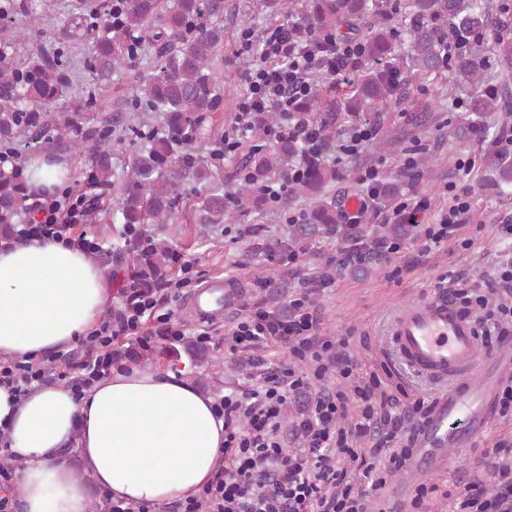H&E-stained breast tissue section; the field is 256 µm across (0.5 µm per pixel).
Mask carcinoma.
<instances>
[{
    "label": "carcinoma",
    "mask_w": 512,
    "mask_h": 512,
    "mask_svg": "<svg viewBox=\"0 0 512 512\" xmlns=\"http://www.w3.org/2000/svg\"><path fill=\"white\" fill-rule=\"evenodd\" d=\"M34 0H0V148L7 149L22 138H38L46 130L63 151L89 152L79 192L85 196L87 218H93L98 200L110 190L113 131L122 137L141 139V152L127 165L125 183L113 218L125 226L171 224L191 181L212 183V193L203 206V223L222 224L229 209L240 212L255 208L260 188L298 169L300 174L288 189V206L297 198L310 201L303 222L288 225L282 249L288 241L333 235L358 239L364 236L385 242L405 231L401 224H345L336 201L322 194L330 182L344 179L326 164L336 128L345 122L342 109L318 112L313 120L320 128L318 150L307 152L292 139L270 141V146L248 148L243 157L245 179L236 192L224 193L209 165L197 162L192 150L218 148L224 133L209 121V114L224 107V86L216 75L224 46V0H63L58 4L64 22L58 29L56 52L37 55L30 50L28 33L13 26L19 16L40 19ZM268 16L279 25L302 20L312 29L352 40L362 55L344 63L356 73L349 90V113L376 124L381 106L405 97L398 80L405 68L401 38L392 26L402 17V31L410 41V62L422 74L452 72L455 83H488L464 103L458 134L484 137L495 128L492 113L508 109V87L512 83V38L494 44L498 70L484 74L477 56L475 38L496 26L484 0H262ZM92 39L87 58L93 90L112 84V75L132 63L146 59L153 70L139 78L135 111L142 117L112 116V128L79 120V110L94 104L93 96L75 106L73 112H55L63 89L69 83L62 58L73 42ZM322 76L314 77L310 94L296 108L309 112L319 96ZM162 118V127L147 125L145 114ZM278 122L277 113H256L252 132L268 136ZM485 164L498 187L512 184V157L499 150L485 154ZM26 168L0 166V240L13 239L19 218L37 211L46 187L33 189ZM402 184H379L377 207H389ZM174 253L165 240H146L133 257L132 274L139 287L152 290L168 281Z\"/></svg>",
    "instance_id": "carcinoma-1"
}]
</instances>
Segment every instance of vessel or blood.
Segmentation results:
<instances>
[{
    "instance_id": "vessel-or-blood-1",
    "label": "vessel or blood",
    "mask_w": 512,
    "mask_h": 512,
    "mask_svg": "<svg viewBox=\"0 0 512 512\" xmlns=\"http://www.w3.org/2000/svg\"><path fill=\"white\" fill-rule=\"evenodd\" d=\"M241 300V286L213 275L183 305L200 324H214ZM391 339L396 355L417 375L445 384L432 411L411 433V451L402 479L391 496L408 494L414 479L445 470L457 449L470 446L495 411L505 370L512 369V343L505 341L478 357V336L471 319L447 294L406 306L394 318Z\"/></svg>"
}]
</instances>
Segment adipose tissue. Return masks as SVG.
Masks as SVG:
<instances>
[{
	"instance_id": "1",
	"label": "adipose tissue",
	"mask_w": 512,
	"mask_h": 512,
	"mask_svg": "<svg viewBox=\"0 0 512 512\" xmlns=\"http://www.w3.org/2000/svg\"><path fill=\"white\" fill-rule=\"evenodd\" d=\"M111 298V276L74 242H1L0 355L70 348ZM1 421L25 512H87L93 484L133 503L187 497L208 483L224 451L213 398L183 372L149 366L113 372L79 399L60 386L20 399L0 386ZM70 448L91 483L74 475Z\"/></svg>"
}]
</instances>
